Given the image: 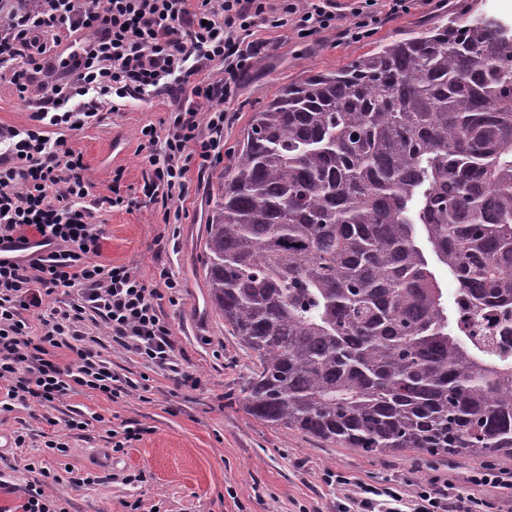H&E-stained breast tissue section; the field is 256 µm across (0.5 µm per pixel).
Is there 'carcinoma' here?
I'll return each mask as SVG.
<instances>
[{
  "label": "carcinoma",
  "instance_id": "1",
  "mask_svg": "<svg viewBox=\"0 0 512 512\" xmlns=\"http://www.w3.org/2000/svg\"><path fill=\"white\" fill-rule=\"evenodd\" d=\"M204 249L256 356L248 415L370 456L512 457V26L455 16L282 87Z\"/></svg>",
  "mask_w": 512,
  "mask_h": 512
}]
</instances>
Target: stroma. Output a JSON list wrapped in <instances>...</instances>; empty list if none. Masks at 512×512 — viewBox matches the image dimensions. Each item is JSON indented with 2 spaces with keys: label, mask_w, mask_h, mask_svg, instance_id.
Instances as JSON below:
<instances>
[{
  "label": "stroma",
  "mask_w": 512,
  "mask_h": 512,
  "mask_svg": "<svg viewBox=\"0 0 512 512\" xmlns=\"http://www.w3.org/2000/svg\"><path fill=\"white\" fill-rule=\"evenodd\" d=\"M356 5V0H333L336 29L305 43L290 28L256 29L268 52L225 105V163H232L251 114L285 84L313 71L344 68L383 42L460 14L485 12L512 24V0H414L408 13L382 19L371 36L353 42L342 39L339 29L352 22ZM175 106L165 94L128 100L117 112L106 102L98 122L65 137L68 147L82 155L92 182L88 201L95 222L105 228L103 260L134 267L153 287L163 267L180 281L177 302L161 300L160 310L171 325L179 365L196 383L178 385L168 373L114 345L101 322L86 321L94 351L132 390L114 401L90 391L68 395L45 409L19 407L0 417L1 438L27 434L24 447L0 463V512H18L21 489L37 467L50 471L47 491L66 512H131L135 502L138 512H336L340 490L326 482L330 471L354 482L391 481L403 487L433 478L461 483L482 463L512 470L508 456L482 461L407 449L372 458L297 430L264 425L245 412L240 385L255 360L214 311L204 277L206 226L222 171L191 178L177 219L166 220L161 206L140 201L147 166L141 130L149 124L162 127ZM116 190L137 198V205L110 207L106 199ZM75 412L92 418L90 430L70 436L67 455L51 453L43 443L51 421H64ZM134 424L146 427L147 435L111 454V468L100 469L98 458L109 454L112 433ZM75 471L98 474L100 480L75 487ZM133 474L137 482L127 483Z\"/></svg>",
  "instance_id": "obj_1"
}]
</instances>
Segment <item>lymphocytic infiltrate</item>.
Returning a JSON list of instances; mask_svg holds the SVG:
<instances>
[{
  "instance_id": "f902f5d3",
  "label": "lymphocytic infiltrate",
  "mask_w": 512,
  "mask_h": 512,
  "mask_svg": "<svg viewBox=\"0 0 512 512\" xmlns=\"http://www.w3.org/2000/svg\"><path fill=\"white\" fill-rule=\"evenodd\" d=\"M294 23L296 34L335 27L329 0H305L280 12L267 0H0V71L10 72L22 101L36 103L30 126H0V240L38 236L43 252L0 264V414L34 402L48 407L66 395L92 391L115 400L127 393L107 363L89 348L82 325L104 323L113 342L157 369L179 373L161 299L176 302L180 284L160 269L162 288L148 287L125 264L102 261L104 230L87 205L92 184L83 159L50 129L80 130L98 119L101 101L182 97L165 133L141 131L148 150L142 192L150 203L183 201L190 170L205 173L224 160L225 103L266 53L255 28ZM85 32L67 81L51 79L49 44ZM219 65V78L190 84ZM70 299L45 300L59 289ZM74 355L58 359L59 349ZM346 488L336 512H482L474 494L431 480L407 494L396 487Z\"/></svg>"
}]
</instances>
